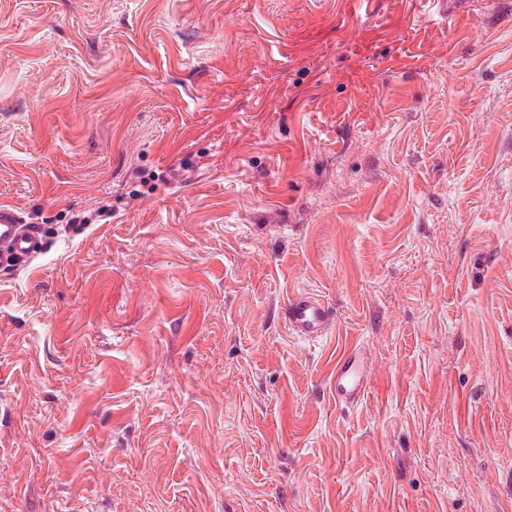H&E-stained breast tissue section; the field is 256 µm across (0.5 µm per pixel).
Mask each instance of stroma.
<instances>
[{"mask_svg":"<svg viewBox=\"0 0 512 512\" xmlns=\"http://www.w3.org/2000/svg\"><path fill=\"white\" fill-rule=\"evenodd\" d=\"M0 205V512H512V0H0ZM39 226L24 224L11 208L0 205V268L20 267L32 256ZM283 318L295 336L317 341L328 335L333 314L327 303L302 290L289 294L282 308ZM370 364L359 348L345 351L330 375V389L341 406H352L364 396L369 383Z\"/></svg>","mask_w":512,"mask_h":512,"instance_id":"35a3bbf8","label":"stroma"}]
</instances>
